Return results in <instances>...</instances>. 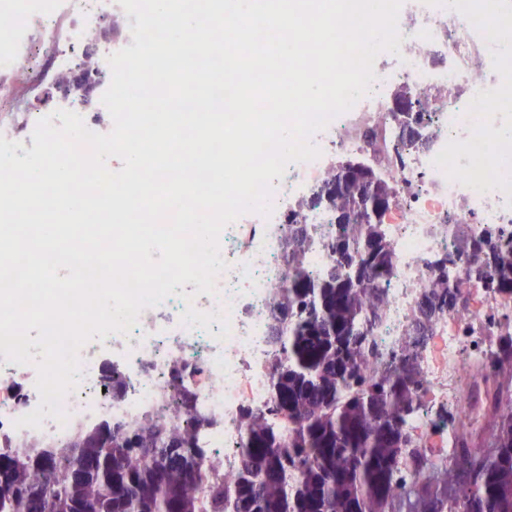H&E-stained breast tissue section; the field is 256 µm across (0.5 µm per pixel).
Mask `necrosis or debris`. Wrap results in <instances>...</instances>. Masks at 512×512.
<instances>
[{"instance_id": "necrosis-or-debris-1", "label": "necrosis or debris", "mask_w": 512, "mask_h": 512, "mask_svg": "<svg viewBox=\"0 0 512 512\" xmlns=\"http://www.w3.org/2000/svg\"><path fill=\"white\" fill-rule=\"evenodd\" d=\"M135 22L118 0H0V108L18 100L32 104L13 122L0 123V135L32 149L36 124L47 117L35 105L42 87L81 63L79 47L89 32L113 24L120 38L104 41L90 64L91 71L109 74L108 58L132 45ZM398 29L400 52L375 64L371 93L311 136L319 151L315 160L291 163L283 178L274 179L271 214L248 212L225 226L220 251L227 268L215 280V293L189 304L168 297L142 310L129 335L115 333L82 346L80 382L62 402L67 422L47 418L37 429L15 427L39 404L38 367L0 357L1 448L60 443L78 423L127 422L160 412L178 384L197 393L200 410L213 421L209 445L219 451L225 470H234L244 437L242 409L270 402L272 290L288 275L279 243L294 222L308 225L317 242L335 235L327 204L314 191L330 176L337 156L358 154L376 159L394 189L385 227L393 265L374 330L376 350L366 357L369 367H382L400 343L418 299L432 286V261L456 259L451 281L461 286L460 304L437 321L432 342L416 350L422 410L413 428L421 433L423 463L458 456L457 423L472 422L483 402L474 388L477 378H512V365L497 362L501 337L512 334V297L469 277V261L459 255L456 239L438 227L462 224L473 236L512 242V51L500 42L501 33L512 30V9L497 0H408ZM37 36L46 55L34 64ZM397 85L427 100L422 132L428 147L401 145L392 129L382 128ZM190 304L202 312L228 309V338L217 341L221 327L215 322L206 331L185 327L181 316ZM107 353L113 357L109 375ZM113 377L125 383L123 397H113Z\"/></svg>"}]
</instances>
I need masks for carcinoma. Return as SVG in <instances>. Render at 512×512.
<instances>
[{
	"label": "carcinoma",
	"mask_w": 512,
	"mask_h": 512,
	"mask_svg": "<svg viewBox=\"0 0 512 512\" xmlns=\"http://www.w3.org/2000/svg\"><path fill=\"white\" fill-rule=\"evenodd\" d=\"M353 192L339 190L329 200L340 226L324 244L332 262L313 279L307 272L311 241L300 225H288L281 249L288 287L275 288L276 308L292 319L282 337L270 323L271 401L241 411L243 452L234 472L220 462L199 465L197 445L184 449L168 472L155 469L144 454L167 441L200 440L212 425L198 410L196 395L173 388V426L152 414L112 428V443L101 430L74 427L61 445H26L0 451V512H40L38 505L4 492L3 487L46 484L59 512H512V411L500 415L491 437L499 460L482 457L440 462L415 470L405 481L412 449L418 447L409 420L420 408L421 373L414 357L416 327L453 310L458 291L448 286V258L435 262L429 302L437 311L416 315L396 352L399 364L369 372L364 357L372 336L360 340L351 326H376L384 296L380 284L393 253L384 225L341 220ZM460 248L472 271L494 268L504 294H512V250L481 239L474 246L461 234ZM354 254L379 276L358 285L348 258ZM80 449L95 475L74 478L72 449ZM468 466L473 482L453 500L432 497L433 486L455 482L456 466Z\"/></svg>",
	"instance_id": "carcinoma-1"
}]
</instances>
